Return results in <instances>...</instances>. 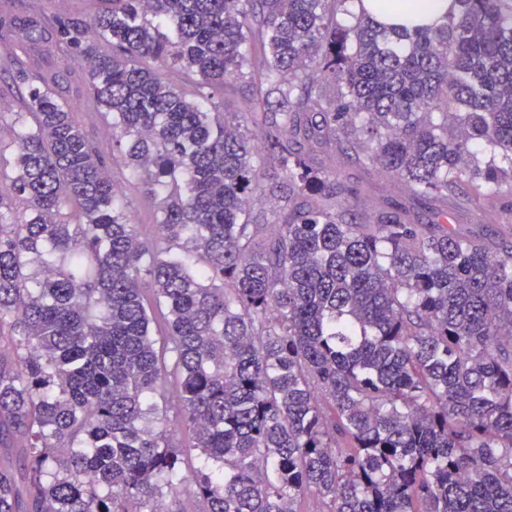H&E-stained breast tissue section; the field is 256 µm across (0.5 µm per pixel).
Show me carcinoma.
Segmentation results:
<instances>
[{
	"label": "carcinoma",
	"instance_id": "obj_1",
	"mask_svg": "<svg viewBox=\"0 0 512 512\" xmlns=\"http://www.w3.org/2000/svg\"><path fill=\"white\" fill-rule=\"evenodd\" d=\"M453 2L411 30L372 18L384 0L0 14L27 87L0 191V512H512V246L448 210L512 186V0ZM21 55L85 69L112 162ZM232 83L257 143L216 111ZM336 152L436 225L357 218ZM126 195L132 197L130 218L133 224H143L140 227L142 237L147 239L155 238V229L153 224H157L159 221V213L157 209L153 207L149 201V198L142 190L129 191L126 190Z\"/></svg>",
	"mask_w": 512,
	"mask_h": 512
}]
</instances>
